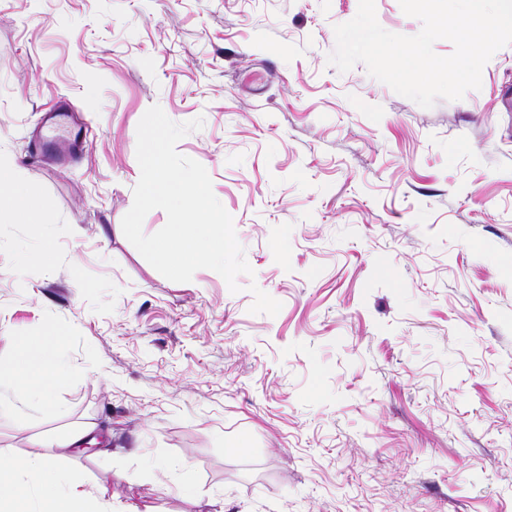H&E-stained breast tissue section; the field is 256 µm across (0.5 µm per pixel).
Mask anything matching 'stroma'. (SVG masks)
Segmentation results:
<instances>
[{"mask_svg":"<svg viewBox=\"0 0 512 512\" xmlns=\"http://www.w3.org/2000/svg\"><path fill=\"white\" fill-rule=\"evenodd\" d=\"M359 0H0V156L59 228L0 224V358L63 324V416L0 415L114 512H512V44L425 109L330 66ZM95 96H88V87ZM67 101L88 132L30 146ZM251 274L172 282L125 238L151 106ZM190 473L193 490L168 486Z\"/></svg>","mask_w":512,"mask_h":512,"instance_id":"35a3bbf8","label":"stroma"}]
</instances>
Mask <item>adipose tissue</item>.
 Returning a JSON list of instances; mask_svg holds the SVG:
<instances>
[{"instance_id": "ef3b65f1", "label": "adipose tissue", "mask_w": 512, "mask_h": 512, "mask_svg": "<svg viewBox=\"0 0 512 512\" xmlns=\"http://www.w3.org/2000/svg\"><path fill=\"white\" fill-rule=\"evenodd\" d=\"M0 223L32 225L39 239L36 258L50 260L57 227L29 196L10 160L2 157ZM67 337L66 330L54 324L43 336L21 339L16 355L0 359V396L11 392L49 413H61L54 397L71 377L61 353ZM86 435L83 429L43 432L30 438L23 455L0 454V512H99L107 487L86 490L83 480L61 467L54 454L55 449L77 446Z\"/></svg>"}]
</instances>
